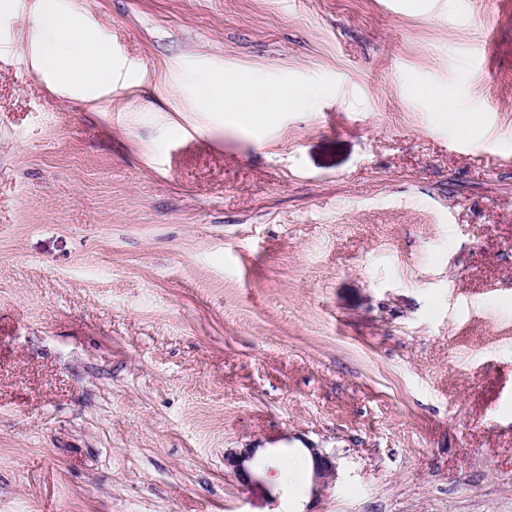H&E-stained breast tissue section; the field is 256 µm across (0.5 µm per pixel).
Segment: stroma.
Segmentation results:
<instances>
[{"label": "stroma", "instance_id": "obj_1", "mask_svg": "<svg viewBox=\"0 0 512 512\" xmlns=\"http://www.w3.org/2000/svg\"><path fill=\"white\" fill-rule=\"evenodd\" d=\"M38 2L0 0V512H512V0H60L94 99ZM227 69L316 102L240 127ZM58 0H40L37 22L43 32L38 63L59 85L90 96L112 83V53L91 31L64 22ZM429 96L448 128H458L463 123L464 115L473 112L466 99L454 93L448 94L444 90H432L429 91Z\"/></svg>", "mask_w": 512, "mask_h": 512}]
</instances>
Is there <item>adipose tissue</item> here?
<instances>
[{"label":"adipose tissue","instance_id":"adipose-tissue-1","mask_svg":"<svg viewBox=\"0 0 512 512\" xmlns=\"http://www.w3.org/2000/svg\"><path fill=\"white\" fill-rule=\"evenodd\" d=\"M59 11V0H39L37 22L43 32L39 66L58 84L92 95L112 82V53L88 29L63 21ZM314 97L313 91L296 85L266 90L232 71L206 77L204 85L208 111L234 112L247 124L258 112L273 113L294 104L311 106Z\"/></svg>","mask_w":512,"mask_h":512}]
</instances>
